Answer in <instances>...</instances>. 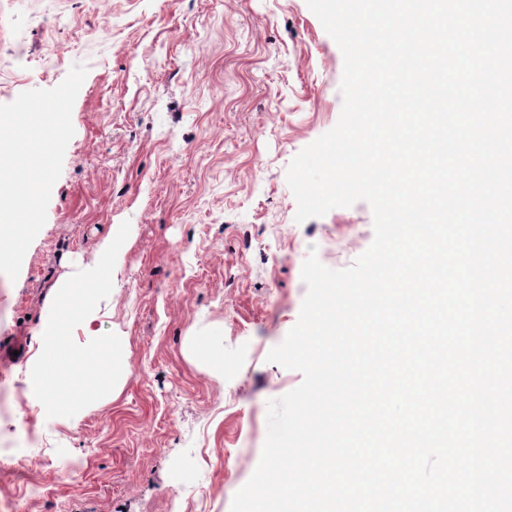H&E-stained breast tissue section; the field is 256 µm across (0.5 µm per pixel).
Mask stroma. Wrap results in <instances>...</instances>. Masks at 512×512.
<instances>
[{
	"mask_svg": "<svg viewBox=\"0 0 512 512\" xmlns=\"http://www.w3.org/2000/svg\"><path fill=\"white\" fill-rule=\"evenodd\" d=\"M87 68L74 135L17 280L0 274V501L13 512H230L267 409L303 381L269 362L309 253L351 266L368 203L296 222L293 158L337 123L343 55L307 0H0V104ZM129 222L110 295L73 332L127 365L76 418L26 393L52 288Z\"/></svg>",
	"mask_w": 512,
	"mask_h": 512,
	"instance_id": "stroma-1",
	"label": "stroma"
}]
</instances>
